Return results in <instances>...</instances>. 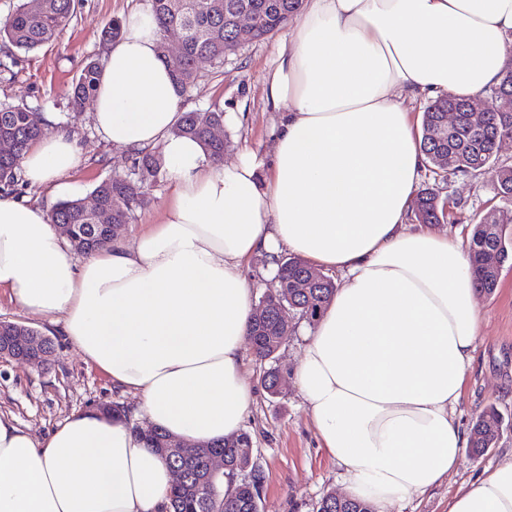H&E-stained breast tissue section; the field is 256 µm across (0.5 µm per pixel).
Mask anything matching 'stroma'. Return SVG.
Masks as SVG:
<instances>
[{
	"instance_id": "1",
	"label": "stroma",
	"mask_w": 512,
	"mask_h": 512,
	"mask_svg": "<svg viewBox=\"0 0 512 512\" xmlns=\"http://www.w3.org/2000/svg\"><path fill=\"white\" fill-rule=\"evenodd\" d=\"M146 7L147 0H79L76 16L54 44L29 53H13L16 64L11 79L0 78V101L23 102L50 114L55 125L66 129L81 149L77 167L58 187L23 180L15 192L17 198L49 212L60 200L89 197L99 182L128 170L131 155L98 135L89 112H70L66 92L87 58L106 53L107 46L101 41L104 25ZM295 32L291 24L265 41L237 49L225 57L222 72L201 64L196 83L183 96L187 110L215 108L235 113L236 123L224 129L228 142L225 162H233L244 149L270 157L273 114L264 98V84L278 45ZM171 184L166 170L151 184L134 220L118 230L126 243L135 244L161 222ZM421 184L433 188L448 203V216L436 223V230L461 242L469 241L474 216L492 209L512 216V199L501 197L491 173L448 172L439 177L426 170ZM478 309L479 341L455 417L467 430L479 414L493 408L503 415L508 427L483 456L474 459L462 453L456 472L447 480L425 495L395 504L390 512H448V501L459 485L512 458V267H503L493 294H479ZM0 321L37 330L55 344L54 360L41 368L0 360V412L12 415L19 427L40 437L74 412L102 404L131 403V396L115 388L104 372L86 363L55 325L18 312L3 293ZM244 361L245 373L256 386L243 429L252 437L254 457L265 476L261 512H311L313 503L324 494L343 493L345 473L320 448L296 381H289L284 395L270 396L258 385L265 362L250 350Z\"/></svg>"
}]
</instances>
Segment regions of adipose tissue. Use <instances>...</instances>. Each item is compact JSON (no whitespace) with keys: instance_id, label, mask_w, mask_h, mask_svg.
I'll list each match as a JSON object with an SVG mask.
<instances>
[{"instance_id":"adipose-tissue-1","label":"adipose tissue","mask_w":512,"mask_h":512,"mask_svg":"<svg viewBox=\"0 0 512 512\" xmlns=\"http://www.w3.org/2000/svg\"><path fill=\"white\" fill-rule=\"evenodd\" d=\"M511 62L512 0H303L265 84L272 156L220 166L175 134L181 97L157 24L132 12L91 120L114 146L161 147L173 177L162 222L80 259L42 209L0 193V290L61 323L147 423L207 442L238 432L253 402L250 260L271 281L286 252L339 274L295 378L348 495L388 512L456 471L480 335L467 252L406 222L425 165L408 104L474 95ZM78 159L57 129L22 166L50 185ZM172 481L125 414L79 411L40 438L0 415V512H169ZM448 512H512V459L460 486Z\"/></svg>"}]
</instances>
